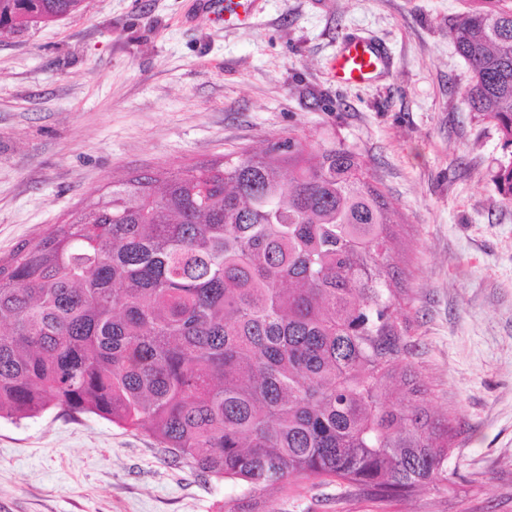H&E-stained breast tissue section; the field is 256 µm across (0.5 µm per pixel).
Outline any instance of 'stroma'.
I'll use <instances>...</instances> for the list:
<instances>
[{
  "label": "stroma",
  "mask_w": 512,
  "mask_h": 512,
  "mask_svg": "<svg viewBox=\"0 0 512 512\" xmlns=\"http://www.w3.org/2000/svg\"><path fill=\"white\" fill-rule=\"evenodd\" d=\"M462 0H253L214 23L199 0H85L0 38V257L147 169L288 133L353 150L396 208L409 359L455 439L448 479L372 500L321 479L206 480L146 434L54 409L0 419V512H512V205L505 149L470 112L450 27ZM389 63L328 76L343 40ZM495 185L502 200L512 204V152L499 162L495 175Z\"/></svg>",
  "instance_id": "stroma-1"
}]
</instances>
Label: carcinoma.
Returning <instances> with one entry per match:
<instances>
[{
	"instance_id": "carcinoma-1",
	"label": "carcinoma",
	"mask_w": 512,
	"mask_h": 512,
	"mask_svg": "<svg viewBox=\"0 0 512 512\" xmlns=\"http://www.w3.org/2000/svg\"><path fill=\"white\" fill-rule=\"evenodd\" d=\"M0 0V34L85 9ZM464 98L512 147V0L450 29ZM495 185L512 204V152ZM392 202L341 144L147 171L0 258V418L57 408L252 489L319 476L378 501L448 480L449 419L408 361Z\"/></svg>"
}]
</instances>
